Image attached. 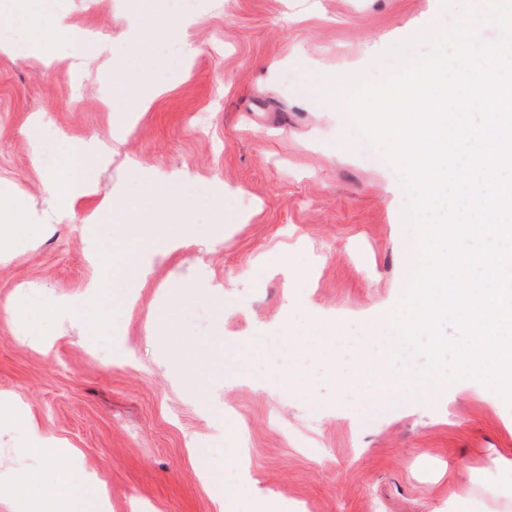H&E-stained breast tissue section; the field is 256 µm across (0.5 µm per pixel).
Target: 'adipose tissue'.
Returning <instances> with one entry per match:
<instances>
[{"label": "adipose tissue", "instance_id": "ef3b65f1", "mask_svg": "<svg viewBox=\"0 0 512 512\" xmlns=\"http://www.w3.org/2000/svg\"><path fill=\"white\" fill-rule=\"evenodd\" d=\"M17 21L38 29L60 31L79 63L92 61L96 45L83 33L62 26L57 16L28 9L16 14ZM93 149L88 142H71L58 154L54 165L44 166L43 189L66 204L87 194L89 185L81 175ZM93 221L108 220L125 225L127 247L108 244L100 251L101 277L97 290L73 309L75 319L88 311L104 313V290L117 284L136 286L148 275L155 258L168 256L179 247L171 226L162 213L144 214L136 200H113L92 215ZM10 422L18 431L21 445L0 459V491L16 505L15 512H111L105 483L96 470L87 468L77 450L57 453L38 428L34 418L22 412L14 401L0 397V422ZM56 487L54 496H43V481Z\"/></svg>", "mask_w": 512, "mask_h": 512}]
</instances>
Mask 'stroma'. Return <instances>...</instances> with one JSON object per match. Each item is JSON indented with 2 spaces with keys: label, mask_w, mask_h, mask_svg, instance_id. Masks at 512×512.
<instances>
[{
  "label": "stroma",
  "mask_w": 512,
  "mask_h": 512,
  "mask_svg": "<svg viewBox=\"0 0 512 512\" xmlns=\"http://www.w3.org/2000/svg\"><path fill=\"white\" fill-rule=\"evenodd\" d=\"M475 2L198 0L184 30L189 63L161 55L166 90L141 113L105 103L140 99L156 75L122 51L130 11L153 14V0H57L66 24L99 43L86 67L65 63L69 44L47 30L31 52L0 43V200L26 202L25 223L42 227L0 255V393L79 450L112 512H217L241 448L252 494L287 512H448L452 463L470 473V512H512V496L496 505L485 492L512 483V410L493 407L479 383L418 404L374 403L346 380L381 361L368 312L398 300L411 275L408 194L395 166L367 162L348 102L310 88L316 74L381 79L379 55ZM34 116L58 145L95 146L94 191L72 206L42 192L25 134ZM136 167L178 191L195 229L154 261L131 310L73 323L69 307L97 277L95 249L114 233L86 218L131 193ZM216 187L235 223L215 215ZM169 288L183 291L173 330L183 352L241 342L244 372L276 353L308 388L281 383L268 365L263 388L205 367L218 413L205 417L176 386L181 362L161 347ZM18 304L32 335L21 333ZM339 313L350 320L342 330ZM202 467L212 487L200 483Z\"/></svg>",
  "instance_id": "stroma-1"
}]
</instances>
